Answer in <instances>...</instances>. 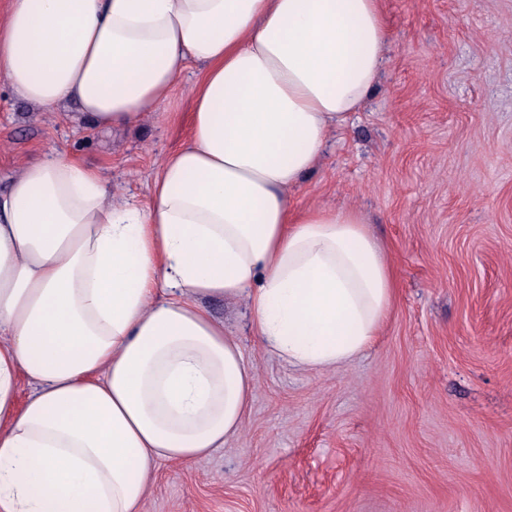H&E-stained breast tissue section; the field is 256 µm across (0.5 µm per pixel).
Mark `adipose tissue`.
Wrapping results in <instances>:
<instances>
[{"instance_id": "ef3b65f1", "label": "adipose tissue", "mask_w": 512, "mask_h": 512, "mask_svg": "<svg viewBox=\"0 0 512 512\" xmlns=\"http://www.w3.org/2000/svg\"><path fill=\"white\" fill-rule=\"evenodd\" d=\"M386 42L379 0H8L0 81L32 106L132 129L203 71L147 204L57 155L0 191V512H142L160 463L241 432L256 370L207 301L302 370L378 335L394 274L363 215L288 192Z\"/></svg>"}]
</instances>
